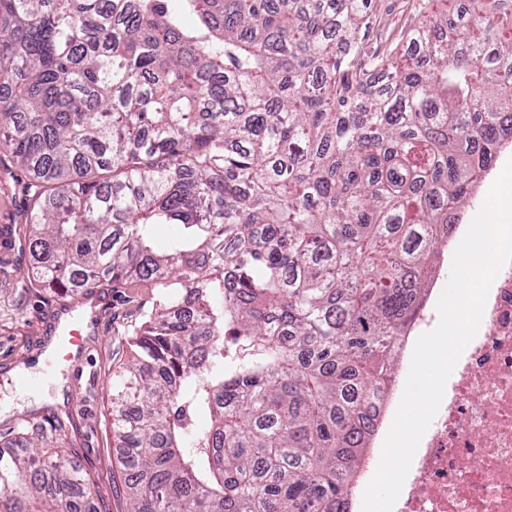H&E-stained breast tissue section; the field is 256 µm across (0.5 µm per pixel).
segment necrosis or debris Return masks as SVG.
<instances>
[{"label":"necrosis or debris","instance_id":"necrosis-or-debris-1","mask_svg":"<svg viewBox=\"0 0 512 512\" xmlns=\"http://www.w3.org/2000/svg\"><path fill=\"white\" fill-rule=\"evenodd\" d=\"M393 512H512V262L490 288Z\"/></svg>","mask_w":512,"mask_h":512}]
</instances>
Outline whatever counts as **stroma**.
Wrapping results in <instances>:
<instances>
[{"label":"stroma","mask_w":512,"mask_h":512,"mask_svg":"<svg viewBox=\"0 0 512 512\" xmlns=\"http://www.w3.org/2000/svg\"><path fill=\"white\" fill-rule=\"evenodd\" d=\"M25 181L8 150H0V448L26 447L30 426L41 425L45 438L56 440L81 470L98 512H127L120 449L112 437V380L156 294L148 288L100 289L102 304L85 336L87 358L80 368L58 367L63 388L51 381L37 392L22 388L14 370L34 367L61 312L81 300L73 292L29 284L34 259L23 248L29 234L22 222Z\"/></svg>","instance_id":"obj_1"}]
</instances>
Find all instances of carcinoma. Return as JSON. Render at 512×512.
Listing matches in <instances>:
<instances>
[{
    "instance_id": "cac0c4a2",
    "label": "carcinoma",
    "mask_w": 512,
    "mask_h": 512,
    "mask_svg": "<svg viewBox=\"0 0 512 512\" xmlns=\"http://www.w3.org/2000/svg\"><path fill=\"white\" fill-rule=\"evenodd\" d=\"M171 2L0 0L33 281L157 290L112 389L128 512H350L435 251L512 142V10L413 0L400 58L373 0ZM30 433L0 512H96Z\"/></svg>"
}]
</instances>
